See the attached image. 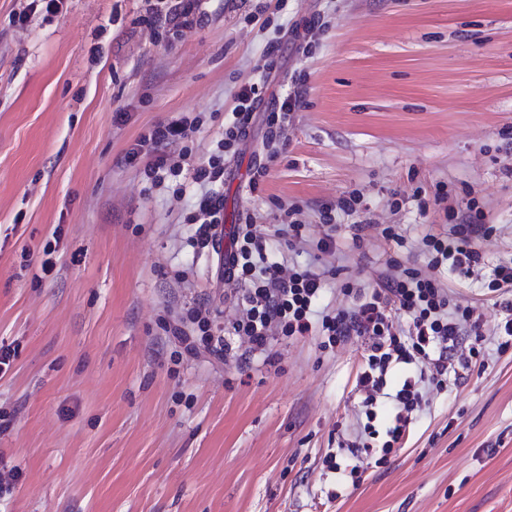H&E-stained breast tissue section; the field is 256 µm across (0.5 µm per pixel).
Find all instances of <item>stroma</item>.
<instances>
[{
  "instance_id": "stroma-1",
  "label": "stroma",
  "mask_w": 512,
  "mask_h": 512,
  "mask_svg": "<svg viewBox=\"0 0 512 512\" xmlns=\"http://www.w3.org/2000/svg\"><path fill=\"white\" fill-rule=\"evenodd\" d=\"M145 8L63 0L21 20L20 0H0V468L19 473L0 512H512V350L487 338V369L431 391L352 482L360 342L279 336L244 362L238 346L221 363L174 360L167 311L210 297L222 327L236 310L218 255L187 243L199 186L146 191L143 160L127 158L184 112L203 119L191 159H207L235 93L265 76L261 112L292 91L302 106L257 191L261 124L226 156L225 237L245 212L281 224L296 208L308 230L292 258L307 262L323 207L357 192L362 245L340 214L322 257L338 274L320 304L341 308L344 281L370 288L389 260H420L444 217L413 193L444 184L449 206L475 202L496 225L489 265L512 264V0H200L201 22L177 35ZM445 283L494 327L486 280Z\"/></svg>"
}]
</instances>
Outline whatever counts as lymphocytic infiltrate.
<instances>
[{
	"instance_id": "lymphocytic-infiltrate-1",
	"label": "lymphocytic infiltrate",
	"mask_w": 512,
	"mask_h": 512,
	"mask_svg": "<svg viewBox=\"0 0 512 512\" xmlns=\"http://www.w3.org/2000/svg\"><path fill=\"white\" fill-rule=\"evenodd\" d=\"M232 118L219 146L230 152L234 144L245 140L252 128L255 111L263 100V88L252 83L242 86L235 95ZM300 106L299 95L287 96L278 110L266 118V138L270 146L268 162L257 167L249 181L257 189L269 174L287 144L285 128ZM198 124L179 116L155 125L140 139V149L129 152V160L146 156L147 178L160 184L164 175H180L183 160L168 158V146L183 142L197 132ZM192 179L203 185L190 221L195 226L190 244L202 250L216 248L224 222V198L214 191L215 183L224 179V162L220 156L192 167ZM306 229L299 220L265 226L253 215H246L239 225V243L234 244L224 260V281L234 287L242 313L232 323L233 335L245 338L250 351H266L272 339L285 337H320L321 348L336 347L343 339L356 336L365 343V369L358 385L365 393L364 407L375 406L380 397H388L393 414L387 429L386 448H393L408 431L414 412L428 403L422 384L443 389L449 377L459 376L472 366H486L481 345L484 319L475 308L464 306L444 285L445 273L467 278L486 268L484 251L478 239H491L494 227L471 222L460 216L444 233H428L422 238L425 267L394 264L382 276L377 288L366 291L344 282L343 292L351 300L346 308L317 310L324 289L327 269L317 262L299 265L290 260H270V237L283 238L288 245L302 239ZM488 285L496 291L493 303L499 319L493 329L498 351L512 348V265L490 269ZM164 330L177 338L185 353H194L206 345L216 358L231 350L230 342L214 334L209 310L198 305L186 314L166 323ZM413 367L395 394L385 395L387 376L394 369Z\"/></svg>"
}]
</instances>
